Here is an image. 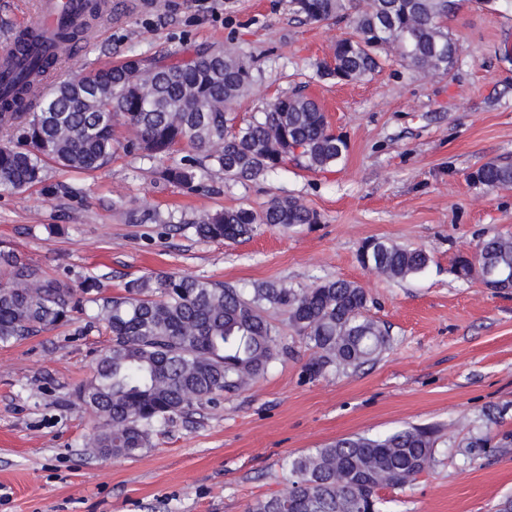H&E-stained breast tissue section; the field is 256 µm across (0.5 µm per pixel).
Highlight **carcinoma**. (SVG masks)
Segmentation results:
<instances>
[{
  "instance_id": "1",
  "label": "carcinoma",
  "mask_w": 512,
  "mask_h": 512,
  "mask_svg": "<svg viewBox=\"0 0 512 512\" xmlns=\"http://www.w3.org/2000/svg\"><path fill=\"white\" fill-rule=\"evenodd\" d=\"M307 21L350 18L355 35L337 40L320 78L360 81L382 67L394 49L402 62L424 73L447 75L459 40L445 20L455 0H291ZM106 18L102 0H85L84 17L56 31L66 50L87 48ZM16 62L35 58L27 32ZM62 59H37L0 92V188L25 191L44 181L49 163L90 172L117 149L121 116L141 157L161 163L168 182L195 190L213 169L233 181L254 182L292 163L306 170L338 166L348 149L330 129L316 99L301 92L278 97L241 123L235 103L257 81L254 62L231 49L195 48L186 57L135 56L56 82L40 94L36 77ZM191 153L179 161L177 148ZM489 188L512 187V161L494 158L471 175ZM316 211L295 197H275L259 211L202 213L188 221L206 241L236 242L259 224L290 228L315 224ZM360 264L391 279L421 273L430 263L421 249L371 239L359 248ZM481 270L512 268V235L482 240ZM81 291L97 311L110 345L76 398L97 416L85 447L109 460L134 457L152 445L157 427L187 416L196 404L238 391L279 359L278 333L267 307L282 310L313 352L311 377L328 368L358 369L390 345L386 328L367 313L365 289L328 280L296 291L263 283L249 294L220 281L176 273H151L128 281L124 292L104 295L87 276ZM71 289L38 265L0 250V346H8L72 319ZM437 441L429 426H410L380 437H346L288 463L283 491L255 501L249 512H382L380 491L398 488L428 468Z\"/></svg>"
}]
</instances>
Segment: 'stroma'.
I'll return each mask as SVG.
<instances>
[{"label":"stroma","instance_id":"1","mask_svg":"<svg viewBox=\"0 0 512 512\" xmlns=\"http://www.w3.org/2000/svg\"><path fill=\"white\" fill-rule=\"evenodd\" d=\"M447 26L462 40L448 75L392 62L368 80L339 83L316 73L349 23L305 21L290 0H112L111 20L93 46L68 58L65 73L221 44L263 72L236 104L239 117L302 88L348 152L325 171L292 166L245 184L216 172L194 191L123 146L95 172L53 165L44 185L0 189V248L72 285L96 276L107 295L150 272L247 290L354 281L391 342L358 370L312 378L305 340L267 308L281 360L248 387L164 425L137 456L109 461L84 448L95 415L75 397L105 333L78 313L0 346V512H248L281 489L288 459L408 425L439 430L434 460L414 481L382 490L383 512H498L512 499V291L455 272L457 257L480 241L512 234V188L470 179L487 160L512 157V0H459ZM275 196L301 199L318 223L262 225L227 244L129 217L257 210ZM370 239L424 249L431 262L408 279H387L357 259Z\"/></svg>","mask_w":512,"mask_h":512}]
</instances>
